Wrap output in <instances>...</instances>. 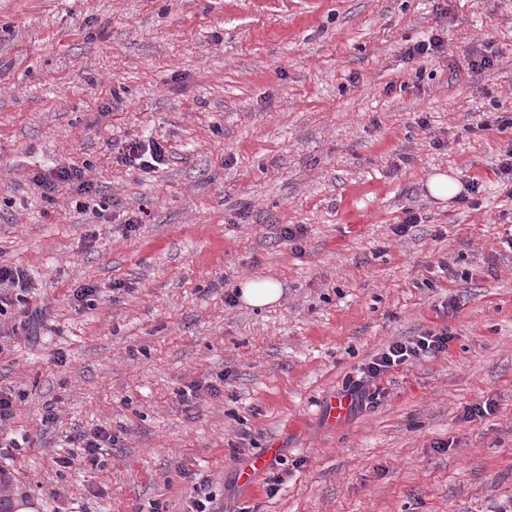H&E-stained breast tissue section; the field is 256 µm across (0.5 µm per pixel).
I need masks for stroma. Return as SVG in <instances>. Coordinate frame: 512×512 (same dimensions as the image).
Returning a JSON list of instances; mask_svg holds the SVG:
<instances>
[{
    "label": "stroma",
    "instance_id": "1",
    "mask_svg": "<svg viewBox=\"0 0 512 512\" xmlns=\"http://www.w3.org/2000/svg\"><path fill=\"white\" fill-rule=\"evenodd\" d=\"M432 34L440 55L404 59ZM486 44L493 67L469 71ZM501 116L512 0H0V265L26 297L0 312V389L19 395L0 430L26 440L0 461L13 495L186 512L197 476L216 512H496L512 499ZM135 138L165 165L118 161ZM59 164L86 168L93 194L43 199L31 178ZM438 173L480 191L437 200ZM409 210L421 223L395 236ZM246 278L281 299L228 302ZM444 328L447 354L327 421L385 346ZM96 428L117 443L91 463L70 438ZM279 448H264V450L255 455L249 465H247L242 472V477L245 484H250L256 473L265 470L271 465L278 455Z\"/></svg>",
    "mask_w": 512,
    "mask_h": 512
}]
</instances>
